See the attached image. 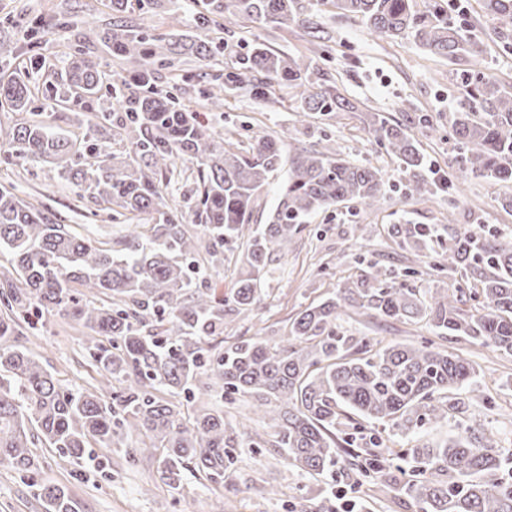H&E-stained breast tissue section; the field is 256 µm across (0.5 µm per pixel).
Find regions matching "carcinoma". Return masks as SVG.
Returning a JSON list of instances; mask_svg holds the SVG:
<instances>
[{"label":"carcinoma","instance_id":"1","mask_svg":"<svg viewBox=\"0 0 512 512\" xmlns=\"http://www.w3.org/2000/svg\"><path fill=\"white\" fill-rule=\"evenodd\" d=\"M157 0H110L112 55L132 67L130 78L112 85L120 111L95 112L74 132H59L49 113L32 107L34 94L20 80L0 82V103L28 114L12 131L4 163H49L72 185L92 190L110 218L147 215L131 224L123 248L113 250L70 231L56 215L0 188V469L34 475L36 448H54L80 464L90 449L110 448L131 436L136 462L149 456L160 480L172 490L196 473L213 490L237 470L240 435L224 421V410L208 405L189 417L184 404L200 396L232 404L248 396L253 412L274 430L271 438L250 436L254 448H277L288 464L315 478L339 462L346 448L336 442L339 411L409 435L448 418V394L477 384L467 359L431 340L417 345L354 339L336 330L340 312L423 321L448 343L463 338L512 356V241L463 229L436 254L442 274L471 269L479 287L410 288L388 281L376 264L338 292L309 306L291 322L289 336L270 343L241 338L229 348L217 338L224 321L245 315L261 302L260 280L273 255L288 254L302 221L345 201L376 208L383 199L380 168L354 164L329 150H303L288 157L270 136L235 152L211 130L205 112H193L155 86L157 66H175L192 52L202 65L224 48L189 43L173 35L149 37L124 28L135 10ZM482 11L502 21L499 38L512 40V0H479ZM359 17L378 38L411 36L429 53L472 67L457 73L464 104L455 112L452 135L461 170L493 185L512 183V91L481 70L483 41L448 23V9L434 3L424 13L414 0H316ZM202 25L230 31L246 22L278 27L300 19V0H205ZM67 74L65 100L85 109L100 90L103 72L76 50ZM293 91L301 114L355 113L368 140L385 149L408 176L409 194H434L437 183L421 170L424 154L407 127L363 112L320 76L304 56L265 44L241 56L236 71L208 90L212 103L224 90L245 89L259 100L272 83ZM109 134H133L140 162H117L99 145ZM178 160L197 168L195 218L203 237L187 235L183 215L166 201L158 180ZM287 170L272 221L252 227L256 192L269 175ZM389 235L404 250H432L437 230L429 224H394ZM246 243H241L242 238ZM245 245L244 271L231 298L216 295L207 280L190 274L187 261L205 249L208 262L224 263V252ZM478 301L467 312L460 304ZM56 316L89 329L82 349L99 379L86 388L63 389L41 357L21 344L24 328L45 326ZM367 457L348 465L378 477L411 466L404 490L420 512H512V450L500 448L471 427L434 446L393 448L380 433L363 434ZM43 512H83L63 486L30 482Z\"/></svg>","mask_w":512,"mask_h":512}]
</instances>
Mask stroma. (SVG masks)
<instances>
[{
  "instance_id": "stroma-1",
  "label": "stroma",
  "mask_w": 512,
  "mask_h": 512,
  "mask_svg": "<svg viewBox=\"0 0 512 512\" xmlns=\"http://www.w3.org/2000/svg\"><path fill=\"white\" fill-rule=\"evenodd\" d=\"M457 2L458 9L449 10L448 19L465 24L485 42V75L512 84V49L503 47L498 21L483 14L478 0ZM108 4L109 0H0V40L13 49L12 55L0 57V78H24L36 101L44 102L63 89L71 47L79 44L105 74L91 111H113L112 80L126 74L127 67L112 55ZM202 11L203 0H158L152 11L129 14L127 22L155 35L217 38V31L199 25ZM32 20L45 28L39 50L16 35L17 29ZM311 20L321 31V41L311 40L305 28L295 24L275 30L259 22L247 23L226 40L207 77H200L195 57L187 55L176 70H160L158 85L175 95L179 92L176 77L186 78L196 90L188 104L195 111L201 102L200 91L211 88L213 76L234 67L248 46L263 43L291 55L319 57L320 68L351 100L391 120L410 121L428 168L452 179L455 188L439 190L423 201L410 196L404 173L383 148L367 141L357 119L348 115L300 119L291 90L273 86L264 100L243 90L225 96L223 107L212 113L211 121L215 131L234 147L247 149L261 136L280 138L284 151L290 153L328 147L351 161L381 168L385 187L379 207L339 203L307 219L287 256L273 257L266 267L260 307L225 322L224 343L228 346L241 336L274 341L287 335L289 323L299 312L355 280L371 263H379L395 281H402L406 260L388 234L390 225L432 224L444 242L466 226L512 240V212L501 207L502 197L511 195L512 187L461 178L451 164L455 151L448 131L458 105L454 64L430 54L412 37L376 38L361 19L339 15L329 6L312 13ZM422 114L428 115L433 131L414 123V116ZM0 183L14 186L20 198L61 216L71 230L83 236L113 246L124 239L125 225L111 221L91 196H77L74 186L53 165L1 167ZM323 263L328 269L321 274L317 267ZM339 328L348 336H374L386 343L415 344L430 335L424 323L373 316L361 323L342 318ZM86 333V328L75 322L52 317L42 331L29 334L26 345L41 355L46 368L68 388L90 383L95 375L78 344ZM456 351L477 364L479 382L491 400L486 403L468 390H460L457 409L449 411L447 420L420 433L418 442L445 440L461 418L469 417L479 431L493 435L500 447L512 448V356L465 341L457 344ZM131 445L127 439L96 450L94 461L78 466L51 449H40L37 478L70 489L82 501L84 512H301L307 500L321 496L333 497L339 512H346L352 503L362 506L363 512H419L411 498L383 488L379 479H367L365 487H358L354 474L338 464L314 480L278 454L246 444L240 448V468L224 490L212 491L189 474L181 488L173 491L160 482L155 462L126 463L124 455ZM268 483L280 488L278 499L265 500L263 487ZM0 512H42L28 479L0 472Z\"/></svg>"
}]
</instances>
